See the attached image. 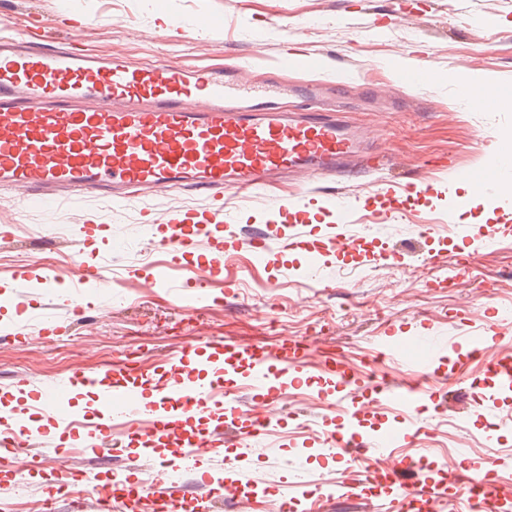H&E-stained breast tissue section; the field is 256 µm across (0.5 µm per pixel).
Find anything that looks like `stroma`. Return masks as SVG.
<instances>
[{"label":"stroma","instance_id":"1","mask_svg":"<svg viewBox=\"0 0 512 512\" xmlns=\"http://www.w3.org/2000/svg\"><path fill=\"white\" fill-rule=\"evenodd\" d=\"M75 37L79 47L103 57L161 59L186 70L206 65L240 67L244 77L291 84L335 82V115L357 133L363 148L381 155L382 169L351 168L341 176L293 173L268 191L243 198L224 190L228 210L225 240L273 220V197L298 201L295 227L302 239L327 237L336 223L325 210L328 194L372 207L388 183H434L433 195L414 194L386 222L349 225L364 238L362 253L325 249L320 277L305 271L307 253L274 250L265 260L235 253L228 273L233 286L212 281L191 287L198 261L210 257L207 238L193 254L147 250V234L168 233L173 209L204 207L203 197L183 189L153 192L156 221L141 223L140 206L103 209L105 228L87 238L85 204L51 212L0 200V402L27 389L38 401L49 385L76 373L94 374L134 353L148 374L167 365L182 348L232 340L277 349L283 340L311 343L300 385L268 404L271 425L260 441L228 445L222 457L200 454L194 476L222 468L227 480L259 474L267 486L258 512H282L286 489L304 486L316 498L352 473L330 451L313 449V438L336 428V407L353 404L362 425L398 418L418 430L403 456H427L457 471L494 462L489 476L498 497L512 498V387L490 372L512 363V183L494 194L471 193L454 209L453 179L431 170L430 161L485 172L501 145L512 143V109H495L466 97L461 75L488 79L512 95V0H0V34L25 30L32 17ZM318 59L317 67L281 74L275 68L283 46ZM490 226L495 243L479 246L473 228ZM469 252L468 268L453 260ZM102 266L110 280L104 292L78 284L71 261ZM53 266L58 285H27V266ZM166 268L169 290L143 288ZM81 315H74V307ZM497 326L503 340L479 356L460 343ZM425 334L443 344L429 369L421 401L404 407L366 390L369 380L403 391L409 361L386 357L388 336ZM340 361L362 381L350 393L338 388L325 360ZM127 425L106 454L81 450L80 433L51 428L61 452L32 446L23 461L43 459L16 491L0 467V499L14 512H98L95 498L63 495L57 474L108 481L119 472L133 479L154 475L175 447L144 454Z\"/></svg>","mask_w":512,"mask_h":512}]
</instances>
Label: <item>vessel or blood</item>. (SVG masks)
Returning <instances> with one entry per match:
<instances>
[{"label":"vessel or blood","instance_id":"1","mask_svg":"<svg viewBox=\"0 0 512 512\" xmlns=\"http://www.w3.org/2000/svg\"><path fill=\"white\" fill-rule=\"evenodd\" d=\"M335 89L330 81L293 88L301 106L286 111L272 96L253 93L237 67L188 71L161 61L104 59L75 44H59L51 35L27 31L0 36V190L40 209L88 197L114 207L135 200L145 217L153 212L148 191L178 187L207 196V208L173 212L169 235L155 245L186 250L198 236H208L213 253L203 269L207 277H220L228 245L213 236L212 227L224 216L225 187L253 192L288 172L327 176L352 165L378 168L379 155L361 152L351 128L326 112L324 103ZM278 240L263 231L239 244L263 256ZM79 269L82 287H108L99 266L83 262ZM223 349L224 357L205 359L196 358L194 349L183 350L156 373L152 384L157 396L145 405L125 378L108 373L72 377V384L97 390L104 407L90 423L72 413L67 391L49 387L41 398L58 422L85 428L84 442L94 452L111 446L116 420L143 415L148 425L140 440H179V466L189 470L201 452H218L229 443L226 433L201 423L223 409L228 394L223 378L230 370L245 367L253 386L272 399L280 387L296 382L308 357L297 343L273 352L228 340ZM356 421L355 410L345 409L331 433L346 465L383 478L394 493L393 512H433L442 496L441 477L426 475L424 459L394 455L413 439V432L391 425L363 435ZM14 427L20 446L36 445L47 436L24 407ZM453 480L462 512L498 501L480 472L457 473ZM151 496L158 512L213 509L210 498L187 495L165 481L155 483ZM116 500L138 512L139 498L120 476L97 495L104 512Z\"/></svg>","mask_w":512,"mask_h":512}]
</instances>
